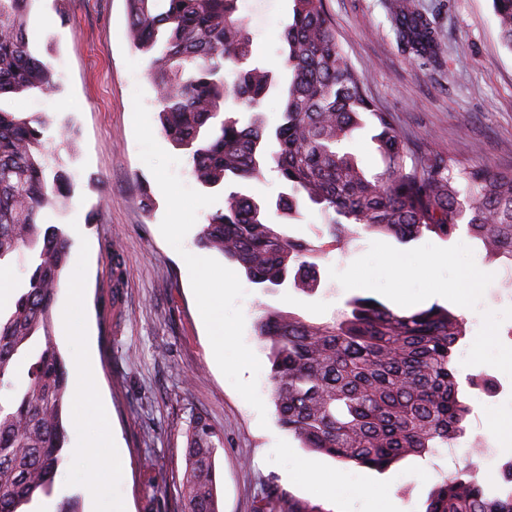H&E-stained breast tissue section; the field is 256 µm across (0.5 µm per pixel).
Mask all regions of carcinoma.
<instances>
[{"label":"carcinoma","instance_id":"cac0c4a2","mask_svg":"<svg viewBox=\"0 0 512 512\" xmlns=\"http://www.w3.org/2000/svg\"><path fill=\"white\" fill-rule=\"evenodd\" d=\"M137 48L150 57L161 128L187 157L207 189L226 191L224 208L204 225L199 244L216 250L261 288L310 282L306 261L321 247L287 237L265 222L269 207L291 219L300 206L329 217L332 242L363 230L401 243L460 229L486 258L512 262V170H493L411 142L393 116L367 93L364 76L348 61L324 0H293L284 27L287 78L253 63L252 40L236 15L237 0H126ZM32 0H0V98L56 85L49 65L25 36ZM502 41L512 50V0H493ZM389 14L412 61L435 62L442 47L417 0H389ZM235 65L233 83L224 64ZM276 93L282 122L263 120ZM234 99L253 113L246 124L225 115ZM370 126L383 158L375 174L343 145ZM45 121L0 108V261L29 248L36 263L25 291L0 316V391L14 389L8 373L29 346L24 390L0 398V512H20L51 494L64 467L62 410L68 372L52 336V310L70 243L62 229L43 226L41 212L65 196L67 179L49 176L41 155ZM277 172L284 191L269 204L235 189ZM350 311L328 323L265 313L257 332L270 346L273 399L280 425L305 448L384 472L409 457L446 448L467 432L472 407L461 395L454 352L466 336L464 318L447 308L392 309L353 297ZM182 512H219L215 454L219 433L206 417L185 430ZM253 512H326L273 488ZM425 512H512V461L485 483L465 467L430 492Z\"/></svg>","mask_w":512,"mask_h":512}]
</instances>
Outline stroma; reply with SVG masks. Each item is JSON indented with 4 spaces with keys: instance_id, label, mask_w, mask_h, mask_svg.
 Wrapping results in <instances>:
<instances>
[{
    "instance_id": "1",
    "label": "stroma",
    "mask_w": 512,
    "mask_h": 512,
    "mask_svg": "<svg viewBox=\"0 0 512 512\" xmlns=\"http://www.w3.org/2000/svg\"><path fill=\"white\" fill-rule=\"evenodd\" d=\"M444 46L438 64L412 63L386 12L387 0H325L338 42L363 72L376 105L424 150L495 169L512 168V51L499 38L492 0H418ZM256 58L283 68L281 33L292 0H238ZM26 34L50 64L57 87L29 93L0 107L44 116L43 149L50 165L63 168L72 188L47 207L43 221L70 241L54 305L73 307L75 328L54 332L66 367L92 360L97 391L118 441L123 472L90 499L92 457L75 449L83 441L74 422L93 419L87 396L70 389L64 404L67 464L51 497L32 512H56L67 498L79 512H181L185 428L205 414L222 433L215 457L219 512H252L265 487L321 505L325 512H371L373 491L402 512H424L431 489L445 475L475 464L480 479L494 477L512 459V264L488 261L466 232L443 240L427 235L400 243L360 233L345 248L328 236V218L301 208L275 230L320 246L314 290L261 289L243 281L239 301L244 341L261 364L258 391L266 413L258 415L220 371L197 308L180 253L163 238L165 198L139 157L133 129V93L142 88L153 135L161 131L160 106L148 75L149 55L130 41L125 0H35ZM465 282L464 303L448 290ZM82 289L73 304L72 289ZM354 296L393 309L418 311L440 305L463 315L467 334L454 360L459 380L485 373L486 390L465 389L474 411L467 434L450 448L411 457L378 473L302 448L280 427L272 395L268 349L256 325L268 311L311 323L332 321ZM343 475L335 498L319 494L304 468Z\"/></svg>"
}]
</instances>
